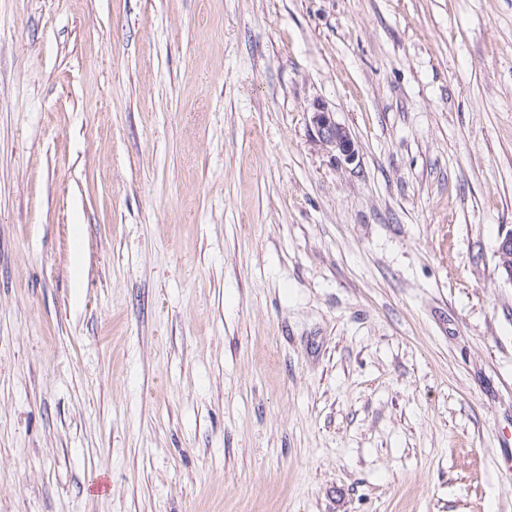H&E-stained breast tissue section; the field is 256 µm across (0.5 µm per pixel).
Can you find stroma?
I'll use <instances>...</instances> for the list:
<instances>
[{"label":"stroma","instance_id":"stroma-1","mask_svg":"<svg viewBox=\"0 0 512 512\" xmlns=\"http://www.w3.org/2000/svg\"><path fill=\"white\" fill-rule=\"evenodd\" d=\"M511 230L512 0H0V512H512ZM309 114L315 143L330 154L333 160L353 163L357 158L355 142L349 130L336 121L334 112L317 103ZM496 257L498 269L505 281L512 285V231L500 239Z\"/></svg>","mask_w":512,"mask_h":512}]
</instances>
